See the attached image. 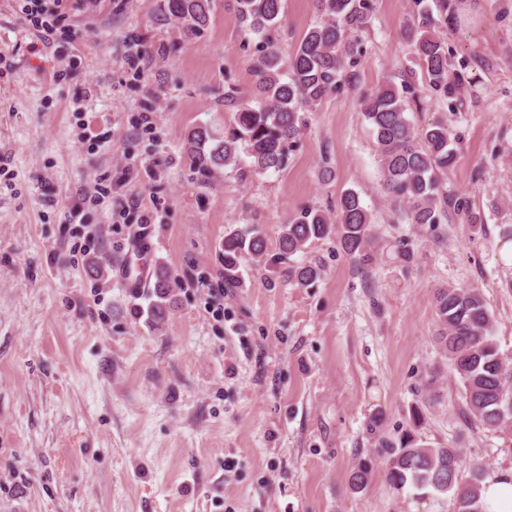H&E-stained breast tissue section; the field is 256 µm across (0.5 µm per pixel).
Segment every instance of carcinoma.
<instances>
[{
    "label": "carcinoma",
    "instance_id": "carcinoma-1",
    "mask_svg": "<svg viewBox=\"0 0 512 512\" xmlns=\"http://www.w3.org/2000/svg\"><path fill=\"white\" fill-rule=\"evenodd\" d=\"M213 0H164L165 13L186 22L199 34L209 22ZM322 19L306 31L288 62L275 48L273 33L281 21L283 0H232V9L243 30L256 37L250 70L256 79L255 97L238 101L234 91L224 102L234 109L224 136L208 127L192 129L187 136L194 165L208 174L238 166L249 158L240 175L280 171L288 152L302 133V112L341 90L356 78L347 74L357 66L361 34L373 11V0H316ZM448 0H412V20L406 29L430 90L446 99L449 83L448 44L439 29L448 26ZM407 85L382 86L362 97L361 107L373 126L383 184L390 197L405 208L412 224H439L448 210L468 212V200L448 194L443 180L457 161L448 124L436 121L417 133L406 115ZM334 238L341 249L361 264L373 260L380 243L373 217L353 190L344 192L336 217L322 210L306 209L282 225L277 253L271 261L284 263L312 243ZM248 255L266 260L268 245L256 229L224 237V279H237L240 261ZM319 276L312 265L288 266V279L307 288ZM172 294L171 275L160 266L151 292L153 321L162 322ZM439 324L437 341L443 346L461 383V397L468 416L485 429L498 432L512 451V357L500 353L493 336V316L476 287L441 286L435 292ZM385 473L396 489L412 488L422 495L447 494L452 512H483L480 488L487 471L474 464L469 478L462 475L457 448H430L411 431L385 447Z\"/></svg>",
    "mask_w": 512,
    "mask_h": 512
}]
</instances>
